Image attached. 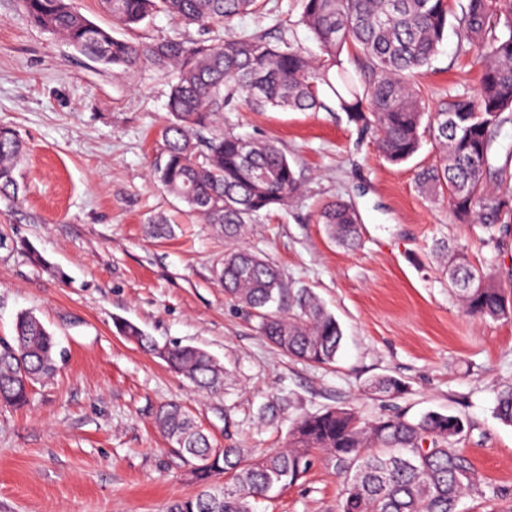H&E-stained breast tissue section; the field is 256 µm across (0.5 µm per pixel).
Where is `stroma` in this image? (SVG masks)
I'll return each instance as SVG.
<instances>
[{
  "instance_id": "stroma-1",
  "label": "stroma",
  "mask_w": 512,
  "mask_h": 512,
  "mask_svg": "<svg viewBox=\"0 0 512 512\" xmlns=\"http://www.w3.org/2000/svg\"><path fill=\"white\" fill-rule=\"evenodd\" d=\"M465 2L450 0L448 35L418 77L435 109L478 88L479 69L457 32ZM299 13L297 0H260L232 31L317 53ZM132 37L204 34L158 13ZM168 92L153 66L103 67L31 23L20 0H0V127L27 147L23 192L0 198V336H11L27 309L61 353L57 376L34 385L27 407L0 408V512H164L196 494L187 465L154 424L168 401L192 411L218 445L257 455L285 447L299 415L330 407L366 418L449 411L468 422L460 446L484 480V497L464 498L462 512H512V426L494 413L498 388L512 382V318L465 315L432 251L447 240L476 265L505 272L512 236L500 250L483 245L480 224L457 223L446 202L421 192L416 175L438 159L434 141L394 165L375 133L337 108L224 110L220 126L276 142L301 183L289 206L249 225L244 245L280 269L288 290L317 294L343 330L335 363L290 357L225 296L217 277L223 236L153 177ZM336 199L358 216L357 250L338 245L318 221ZM160 218L171 234L150 236ZM118 317L159 344L209 352L224 368L223 390L195 392L119 335ZM382 376L401 380L404 392L368 394L367 383ZM340 493L336 470L319 460L256 512H336Z\"/></svg>"
}]
</instances>
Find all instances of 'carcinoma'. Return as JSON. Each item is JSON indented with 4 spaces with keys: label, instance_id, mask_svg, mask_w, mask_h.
<instances>
[{
    "label": "carcinoma",
    "instance_id": "carcinoma-1",
    "mask_svg": "<svg viewBox=\"0 0 512 512\" xmlns=\"http://www.w3.org/2000/svg\"><path fill=\"white\" fill-rule=\"evenodd\" d=\"M298 2V23L318 43L317 59L289 41L272 44L262 35L231 33L233 20L256 9L258 0H101L116 27L131 29L163 12L208 33L224 32L211 44L178 39L143 44L96 25L74 0H22L31 22L104 66L131 71L149 62L160 72H175L156 175L168 193L225 239L239 240L247 225L288 206L300 181L275 142L248 141L220 127L218 114L236 101L258 110L316 111L326 108L329 96L357 127L378 135V149L389 162L408 160L425 137L432 138L441 147L439 161L417 173L418 187L447 199L460 223L482 216L483 244L502 248L512 234V142L499 141L502 129L512 124V0H466L461 7L460 48L480 65V86L475 95H457L435 111L414 77L429 65L448 31V0ZM349 46L360 53L369 81L359 82L345 67L341 54ZM501 150L506 161L496 166ZM25 155L16 133L0 127V197H18ZM319 222L342 247H358L361 227L349 204L325 207ZM438 252L466 315L512 316V289L501 275L473 265L464 247L442 242ZM217 277L225 295L251 310L260 333L282 352L314 364L336 361L341 326L312 291L300 288L288 297V309H271L285 291L280 274L244 247L224 252ZM116 329L197 390L223 389L224 368L207 351L160 347L129 321H117ZM56 347L54 334L35 315H17L13 335L0 342V406L29 404L33 386L57 372ZM402 389L391 376L368 383L375 395ZM494 413L512 425V384L498 391ZM155 423L201 487L196 495L169 503L165 512H254V501L296 484L318 458L340 474L337 512H457L462 497L483 494L481 475L455 447L466 424L454 414L365 420L351 409L329 408L297 418L288 445L262 456L214 446L179 403L160 406Z\"/></svg>",
    "mask_w": 512,
    "mask_h": 512
}]
</instances>
